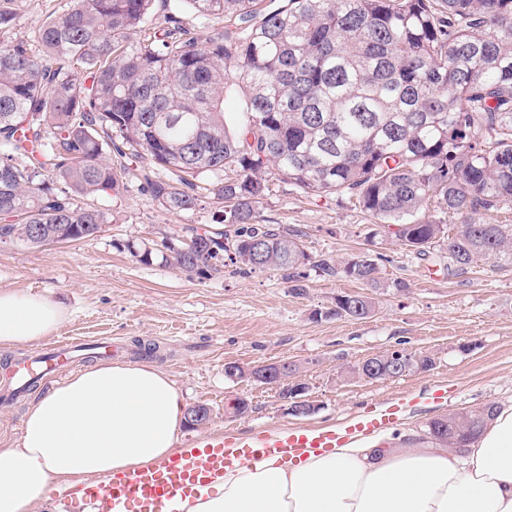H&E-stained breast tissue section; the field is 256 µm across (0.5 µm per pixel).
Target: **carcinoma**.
<instances>
[{
	"label": "carcinoma",
	"instance_id": "obj_1",
	"mask_svg": "<svg viewBox=\"0 0 512 512\" xmlns=\"http://www.w3.org/2000/svg\"><path fill=\"white\" fill-rule=\"evenodd\" d=\"M272 2L165 0L160 22L155 0H70L32 37L0 40V240H93L108 219L82 199L132 179L170 211L224 201L215 223L230 229L193 228L163 262L219 273L232 239L253 269L258 240L299 293L300 234L258 221L277 180L347 197L420 255L445 240L455 273L512 256L511 224L472 219L512 207V0ZM15 4L0 0L2 34ZM143 153L154 166L130 163ZM436 208L463 223L448 230ZM344 272L381 287L370 255ZM358 298L374 312L373 297L345 294L331 314ZM376 362L379 380L432 366ZM494 411L437 418L427 434L462 451Z\"/></svg>",
	"mask_w": 512,
	"mask_h": 512
}]
</instances>
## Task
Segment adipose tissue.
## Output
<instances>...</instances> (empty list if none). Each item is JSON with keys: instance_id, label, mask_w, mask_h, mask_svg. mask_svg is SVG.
Masks as SVG:
<instances>
[{"instance_id": "obj_1", "label": "adipose tissue", "mask_w": 512, "mask_h": 512, "mask_svg": "<svg viewBox=\"0 0 512 512\" xmlns=\"http://www.w3.org/2000/svg\"><path fill=\"white\" fill-rule=\"evenodd\" d=\"M65 311L0 289V348L37 344ZM183 399L151 364H95L70 373L25 413L21 443L0 448V512H34L54 484L105 481L175 451ZM169 512H512V405L463 452L380 433L285 466L265 456L225 468L216 491Z\"/></svg>"}]
</instances>
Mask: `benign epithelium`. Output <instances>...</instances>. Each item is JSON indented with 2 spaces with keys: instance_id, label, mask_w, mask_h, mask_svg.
Segmentation results:
<instances>
[{
  "instance_id": "obj_1",
  "label": "benign epithelium",
  "mask_w": 512,
  "mask_h": 512,
  "mask_svg": "<svg viewBox=\"0 0 512 512\" xmlns=\"http://www.w3.org/2000/svg\"><path fill=\"white\" fill-rule=\"evenodd\" d=\"M224 374L230 379L247 377L265 385L278 394L290 415L301 416L315 411L316 406L306 397V387L291 381L294 375L292 362L284 359L244 369L236 362L224 364Z\"/></svg>"
}]
</instances>
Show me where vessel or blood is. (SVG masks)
I'll return each instance as SVG.
<instances>
[{"mask_svg":"<svg viewBox=\"0 0 512 512\" xmlns=\"http://www.w3.org/2000/svg\"><path fill=\"white\" fill-rule=\"evenodd\" d=\"M401 410V404H391L368 412L356 424L318 431L261 430L247 441L216 433L134 474L114 477L106 484L87 481L61 492L60 497L68 512L80 506L93 512H166L169 502L194 497L199 487L215 483L225 467L235 462L267 454L286 462L311 451L336 448L355 434L380 431L397 420Z\"/></svg>","mask_w":512,"mask_h":512,"instance_id":"vessel-or-blood-1","label":"vessel or blood"}]
</instances>
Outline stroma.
I'll use <instances>...</instances> for the list:
<instances>
[{
  "label": "stroma",
  "mask_w": 512,
  "mask_h": 512,
  "mask_svg": "<svg viewBox=\"0 0 512 512\" xmlns=\"http://www.w3.org/2000/svg\"><path fill=\"white\" fill-rule=\"evenodd\" d=\"M87 203L112 216L98 239L41 247L0 242V289L49 297L67 312L59 336L112 341L123 349L120 362L154 364L187 405H207L209 421L183 424L180 447L217 432L342 425L401 398L420 432L444 414L512 403V256L451 273L445 246L416 254L352 202L277 181L259 216L300 231L313 262L302 269L298 293L273 269L244 272L229 263L220 273L190 275L158 258L144 264L132 256V248L179 246L190 228H213L215 199L171 212L132 182L119 197ZM362 253L379 259L376 309L362 320L333 316L337 295L365 291L343 272ZM321 259L336 275L323 273ZM400 280L401 291L394 287ZM397 348L430 356L432 368L387 380L357 377L363 359ZM32 350L24 343L0 350L1 447L19 444L28 406L50 389L43 382L14 402L3 400L13 387L6 362ZM280 359L299 364L293 380L308 386L317 406L312 415H288L274 390L224 375L228 361L252 367ZM232 398L247 400L249 411L227 414Z\"/></svg>",
  "instance_id": "1"
}]
</instances>
